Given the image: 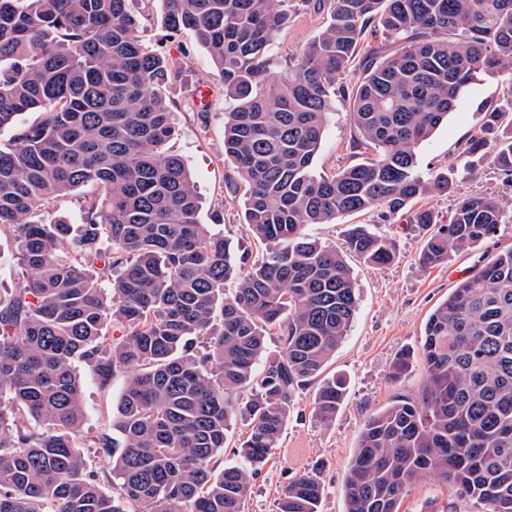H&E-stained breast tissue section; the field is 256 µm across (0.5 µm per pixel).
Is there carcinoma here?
<instances>
[{
  "instance_id": "1",
  "label": "carcinoma",
  "mask_w": 512,
  "mask_h": 512,
  "mask_svg": "<svg viewBox=\"0 0 512 512\" xmlns=\"http://www.w3.org/2000/svg\"><path fill=\"white\" fill-rule=\"evenodd\" d=\"M323 1L330 21L271 80L288 0H161L167 27L190 32L224 80V159L254 257L200 223L189 166L167 149L175 126L162 88L178 67L143 45L128 0H0V130H14L0 144V231L29 272L0 296V512H248L296 395L318 384L315 417L335 420L347 382L322 373L357 307L345 254L386 265L396 246L356 225L342 251L304 228L371 209L386 224L413 199L448 192L456 171L422 175L417 149L479 72L512 71V0ZM370 26L396 47L358 62ZM338 96L351 100L350 149L372 157L317 177ZM511 111L512 88L461 146L469 177L490 154L512 187ZM26 112L42 117L17 124ZM89 185L98 193L79 231L40 219ZM504 221L491 196L459 199L436 230L432 211H415L411 223L428 229L421 266ZM112 321L124 328L118 342L104 333ZM273 330L280 349L269 352ZM419 359L421 395H396L360 429L346 512H399L427 477L483 512H512V248L433 309ZM77 361L101 387L127 373L112 433L91 441L112 458L110 496L80 451ZM413 363L398 354L391 380ZM239 418L248 428L234 442ZM230 443L239 461L219 469ZM322 497L318 474L304 472L277 512H319Z\"/></svg>"
}]
</instances>
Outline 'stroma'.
Masks as SVG:
<instances>
[{"label": "stroma", "instance_id": "obj_1", "mask_svg": "<svg viewBox=\"0 0 512 512\" xmlns=\"http://www.w3.org/2000/svg\"><path fill=\"white\" fill-rule=\"evenodd\" d=\"M130 8L140 20V35L150 51L178 59L181 73L169 83L176 133L168 144L170 152L189 164L203 198L199 219L223 233L233 246L254 250L243 222L240 202L234 201L228 181L233 172L224 159V82L208 53L194 43L190 34L167 30L160 0H131ZM327 12L294 6L288 22L270 47L274 71H281L288 58L305 47L328 21ZM512 89V79L503 72H482L458 100L434 134L417 150L418 168L428 175L455 167L457 178L448 191L429 194L410 202L392 223H380L376 211L368 210L339 217L333 224H311L306 234L321 243L343 247L350 225L363 224L391 237L396 244L395 260L378 267L352 256L348 262L357 292V309L349 331L329 360L326 376L339 375L348 383V396L331 425L325 426L312 413L314 389L300 391L283 432L279 448L254 480L249 512H277L278 498L297 474L318 469L324 484L320 512H345L344 481L348 463L357 445L364 420L389 403L395 394L418 396L425 383L421 363L400 384L389 379L390 367L400 352L419 348L429 314L467 277L498 252L512 248V188L497 178L492 165H484L479 178L466 175V158L459 146L479 131L485 110L499 107ZM353 135L349 104L337 100L330 112L314 171L329 176L345 166L360 162L349 148ZM498 198L507 218L496 235L476 247L451 253L447 262L430 269L419 264L422 235L409 224L412 210L429 209L448 218L457 200L466 196ZM76 370L83 380V434L91 437L111 432L112 414L123 393L126 375L117 373L107 388H100L84 365ZM400 512H482L480 505L461 497L450 484L427 478L413 484Z\"/></svg>", "mask_w": 512, "mask_h": 512}]
</instances>
